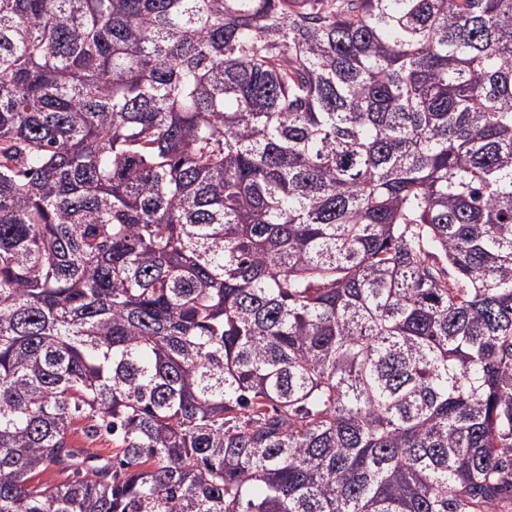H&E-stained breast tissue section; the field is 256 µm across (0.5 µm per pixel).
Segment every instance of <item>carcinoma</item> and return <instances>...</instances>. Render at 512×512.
Returning a JSON list of instances; mask_svg holds the SVG:
<instances>
[{
  "instance_id": "obj_1",
  "label": "carcinoma",
  "mask_w": 512,
  "mask_h": 512,
  "mask_svg": "<svg viewBox=\"0 0 512 512\" xmlns=\"http://www.w3.org/2000/svg\"><path fill=\"white\" fill-rule=\"evenodd\" d=\"M0 512H512V0H0Z\"/></svg>"
}]
</instances>
